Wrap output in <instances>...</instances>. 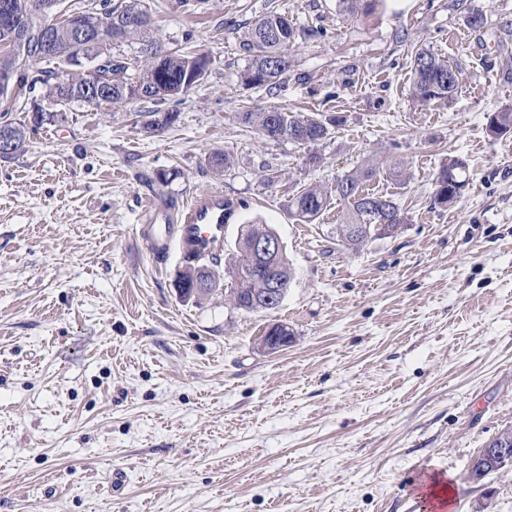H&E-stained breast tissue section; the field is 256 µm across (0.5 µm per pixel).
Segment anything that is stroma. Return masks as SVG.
I'll use <instances>...</instances> for the list:
<instances>
[{"label":"stroma","instance_id":"stroma-1","mask_svg":"<svg viewBox=\"0 0 512 512\" xmlns=\"http://www.w3.org/2000/svg\"><path fill=\"white\" fill-rule=\"evenodd\" d=\"M146 2L163 47L211 55L205 84L167 101L177 121L149 134L128 105L66 107L0 158V512H431L413 489L435 474L447 512H512V467L469 477L512 427V137L486 128L512 105V0H381L361 19L337 0ZM269 13L309 31L277 96L239 80ZM419 48L457 66L453 99L413 100ZM269 105L341 123L306 149L240 121ZM452 158L470 185L441 207ZM371 160L408 213L398 235L340 251L343 201L293 217L301 185ZM207 191L239 204L223 265L239 225L284 242L277 309L182 298L178 249L152 260L147 202ZM276 322L292 340L269 354Z\"/></svg>","mask_w":512,"mask_h":512}]
</instances>
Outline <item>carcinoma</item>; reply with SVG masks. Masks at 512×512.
I'll list each match as a JSON object with an SVG mask.
<instances>
[{"label":"carcinoma","instance_id":"1","mask_svg":"<svg viewBox=\"0 0 512 512\" xmlns=\"http://www.w3.org/2000/svg\"><path fill=\"white\" fill-rule=\"evenodd\" d=\"M10 13L32 21L37 27L50 19L49 10L56 0H7ZM100 18L112 21V43H125L131 54L114 55L100 45L87 48L90 55H107L112 61L98 69L97 81L105 94L93 98L84 89L83 77L70 70L66 64L73 40L71 26L58 24L52 28L53 50L46 52L44 44L28 41L12 43L0 29V78L10 77L17 94H23L28 80L35 78L44 86L42 100L54 106L73 104L100 106L102 104L127 105L139 103L136 116L142 118L143 128L149 132L160 131L172 125L178 113L159 108L168 99L186 95L202 85L208 77H196L194 70L200 58L207 56L190 47L164 52L159 49L152 33V13L145 0H95ZM380 0H339L343 11L352 17H368L376 10ZM299 36L295 25L288 18L277 15L259 17L247 30L243 47L246 64L239 78L250 88H263L277 96L285 90L291 68L289 49ZM53 62L57 67L48 70L39 67L43 62ZM411 96L420 104L445 102L456 93L459 81L451 77L458 73L456 67L427 49H418L411 57ZM20 112L23 118H12ZM58 113L42 105L35 112H26L18 101L8 98L5 87L0 85V132L11 135L15 142L12 155L25 147L29 132L52 124ZM244 124L256 129L271 140L288 141L310 147L330 135L336 120H327L318 113L294 112L285 105H273L242 113ZM488 127L500 136L512 134V107H504L488 115ZM464 164L454 159L441 167L436 178L433 201L436 205L453 203L448 190L466 180ZM380 172V166L368 165L365 169L345 175L337 180L332 190L318 185L301 188L292 199L294 217L304 224H314L331 205L332 196L344 201L346 210L339 228L353 227L357 234L346 237L336 234V246L354 250L381 238L375 225L408 223L409 217L396 199L370 190L366 182ZM236 274L228 298L231 305L247 313L259 312L254 298L262 297L268 290V280L252 268V259L245 250L238 252Z\"/></svg>","mask_w":512,"mask_h":512}]
</instances>
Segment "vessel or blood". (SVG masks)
I'll list each match as a JSON object with an SVG mask.
<instances>
[{"label": "vessel or blood", "mask_w": 512, "mask_h": 512, "mask_svg": "<svg viewBox=\"0 0 512 512\" xmlns=\"http://www.w3.org/2000/svg\"><path fill=\"white\" fill-rule=\"evenodd\" d=\"M235 210V205L225 203L222 194L208 192L197 196L176 220L156 205H148L145 221L159 227L156 237L158 252H165L169 238L175 235L188 243L190 252L206 255L222 244L224 226Z\"/></svg>", "instance_id": "obj_1"}]
</instances>
